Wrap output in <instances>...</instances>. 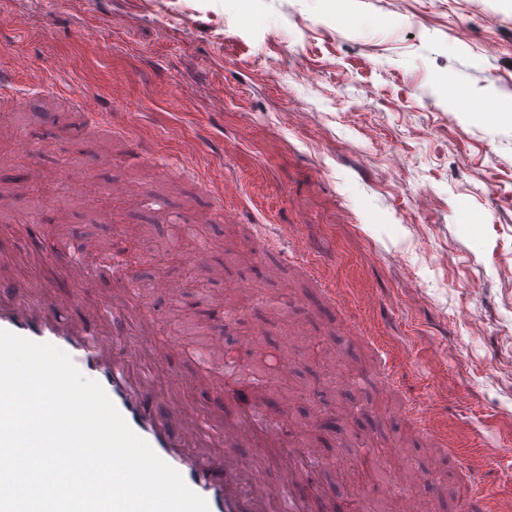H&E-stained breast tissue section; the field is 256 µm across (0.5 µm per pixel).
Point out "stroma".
<instances>
[{
  "label": "stroma",
  "instance_id": "1",
  "mask_svg": "<svg viewBox=\"0 0 512 512\" xmlns=\"http://www.w3.org/2000/svg\"><path fill=\"white\" fill-rule=\"evenodd\" d=\"M225 2L146 0L129 18L124 0H0L1 86L18 111H51L25 126L10 116L16 136L0 140L1 166L44 172L40 189L8 207L38 217L14 247L92 235L107 248L123 225L126 271L162 337L196 344L216 300L247 289L229 330L264 355L291 349L285 429L302 408L330 417L345 401L323 389L371 374L356 391L353 439L306 429L324 490L336 460L358 463L364 437L393 459L371 499L395 496L404 467L429 466L448 496H425L426 512H461L469 483L512 500V47L486 52L512 36V0H483L472 16L452 0H409L392 26L379 0H347L360 31L337 24L328 0H261L265 20L251 26ZM454 87L493 108L458 111ZM83 97L96 115L77 107ZM388 142L398 162L383 154ZM228 178L239 192L217 200ZM115 181L126 186L119 200L107 194ZM159 185L164 220L143 238L133 227ZM202 209L224 216L185 231ZM228 248L250 252L249 267L227 263ZM160 279L182 283L184 303L154 291ZM323 284L335 307L311 303ZM284 313L295 333L281 330ZM193 377L173 360L187 407L223 402ZM422 410L441 435L410 419ZM478 448L497 454L484 460Z\"/></svg>",
  "mask_w": 512,
  "mask_h": 512
}]
</instances>
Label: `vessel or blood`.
I'll use <instances>...</instances> for the list:
<instances>
[{
  "label": "vessel or blood",
  "mask_w": 512,
  "mask_h": 512,
  "mask_svg": "<svg viewBox=\"0 0 512 512\" xmlns=\"http://www.w3.org/2000/svg\"><path fill=\"white\" fill-rule=\"evenodd\" d=\"M19 225L16 219L0 221V329L66 352L85 377L103 387L131 429L206 500L209 512H358L355 500L342 504L322 490L320 465L306 454L282 455L280 483L260 479L247 450L279 453L284 443L257 404L203 416L181 408L179 393L166 385L170 373L154 345L155 323L130 279L113 278L99 303L84 304L86 289L105 277V265L90 263L101 251L97 238L58 247L49 257L36 250L17 254L3 242ZM49 259L68 293H50L42 278ZM21 264L30 270L24 280L14 276ZM229 314L218 307L205 349L181 343L176 350L198 373L221 380L224 392H248L255 382L236 350L224 344ZM302 481L308 494L297 489Z\"/></svg>",
  "instance_id": "1"
}]
</instances>
